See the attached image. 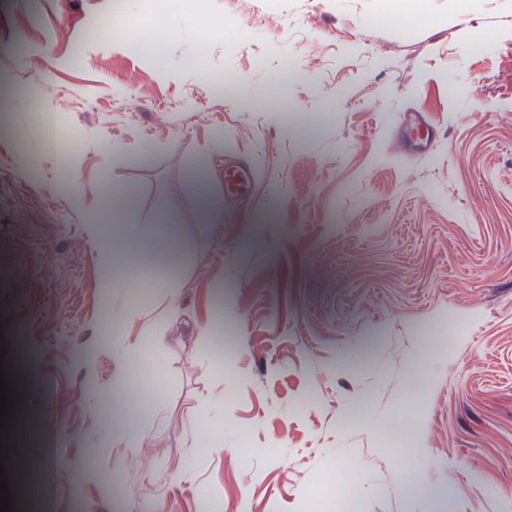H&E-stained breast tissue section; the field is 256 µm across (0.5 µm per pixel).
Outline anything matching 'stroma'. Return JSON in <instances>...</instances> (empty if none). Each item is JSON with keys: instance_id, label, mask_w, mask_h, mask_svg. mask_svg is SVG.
Segmentation results:
<instances>
[{"instance_id": "obj_1", "label": "stroma", "mask_w": 512, "mask_h": 512, "mask_svg": "<svg viewBox=\"0 0 512 512\" xmlns=\"http://www.w3.org/2000/svg\"><path fill=\"white\" fill-rule=\"evenodd\" d=\"M191 5L0 0L12 512H428L409 470L512 512V0ZM109 224L175 236L173 280L103 287ZM119 358L159 395L126 406ZM200 189L199 203L201 209L213 222L221 223L224 219V201L214 195L209 187V180L205 173H196L193 177ZM109 424L113 437L122 442L126 448L136 449L141 447V439L135 430L130 427L126 419L113 418L109 420Z\"/></svg>"}]
</instances>
